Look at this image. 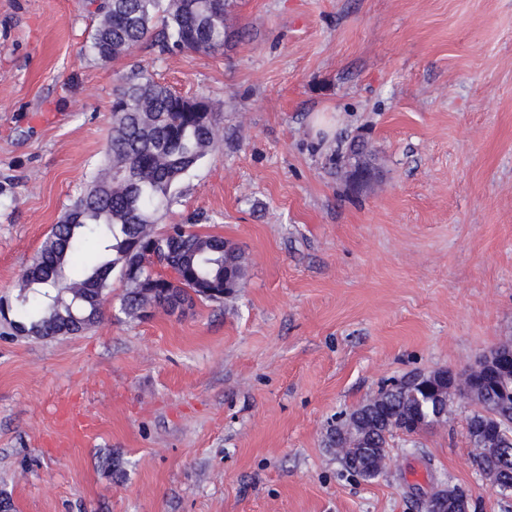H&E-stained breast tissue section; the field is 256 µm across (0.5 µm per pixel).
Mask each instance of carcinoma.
<instances>
[{
  "instance_id": "carcinoma-1",
  "label": "carcinoma",
  "mask_w": 512,
  "mask_h": 512,
  "mask_svg": "<svg viewBox=\"0 0 512 512\" xmlns=\"http://www.w3.org/2000/svg\"><path fill=\"white\" fill-rule=\"evenodd\" d=\"M234 0H103L91 51L107 61L153 39L163 50L211 53L240 37L227 17ZM107 159L77 196L21 277L16 303H0V318L17 335L37 339L76 335L102 318V297L116 272L135 270L155 287L128 285L121 310L147 318L148 310L191 306L195 280L205 278L225 295L246 276L239 248L224 238L185 229L179 240L153 230L183 177L222 140L210 101L187 97L136 73L112 98ZM98 244L95 258L84 244ZM466 400V430L479 471L500 494L512 492V374L488 376L480 361L463 372L410 377L381 389L330 429L329 447L344 469L377 477L395 433L418 435L448 420Z\"/></svg>"
}]
</instances>
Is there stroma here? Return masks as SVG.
<instances>
[{
	"label": "stroma",
	"mask_w": 512,
	"mask_h": 512,
	"mask_svg": "<svg viewBox=\"0 0 512 512\" xmlns=\"http://www.w3.org/2000/svg\"><path fill=\"white\" fill-rule=\"evenodd\" d=\"M90 0H0V298L106 152L112 95L141 70L214 105L219 147L164 216L247 257L230 297L75 336L0 321V493L15 512H418L480 473L457 403L346 472L327 433L381 387L512 344V0H236L210 54L90 51ZM365 138L376 175L350 189ZM118 455L115 483L98 458Z\"/></svg>",
	"instance_id": "obj_1"
}]
</instances>
